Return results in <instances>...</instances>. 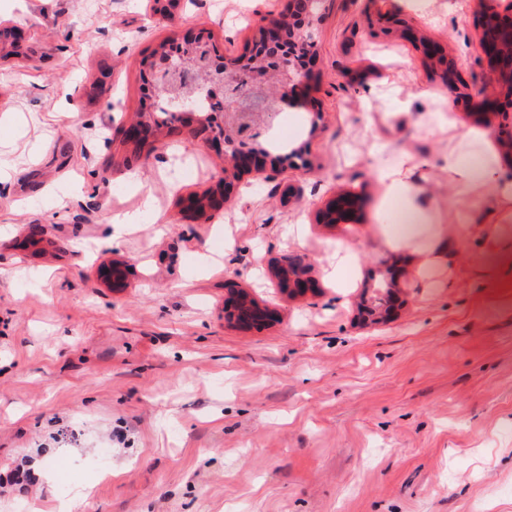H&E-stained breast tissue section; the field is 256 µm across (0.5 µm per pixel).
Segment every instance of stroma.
<instances>
[{
  "label": "stroma",
  "mask_w": 512,
  "mask_h": 512,
  "mask_svg": "<svg viewBox=\"0 0 512 512\" xmlns=\"http://www.w3.org/2000/svg\"><path fill=\"white\" fill-rule=\"evenodd\" d=\"M329 0L311 99L276 113L253 147L295 155L281 174L245 175L213 218L180 198L217 182L222 157L183 132L158 139L124 177L112 138L143 98L142 60L205 32L226 62L288 0H0L24 31L0 60V512L48 507L60 482L89 487L75 512H512V221L491 190L460 196L448 125L497 140L512 112L482 110L480 14L494 0ZM405 165L448 227L456 273L422 287L408 252L376 234L380 173ZM47 195L37 196L42 184ZM363 199L355 222L325 224L334 195ZM153 209L119 246L115 214ZM221 266L199 265L200 255ZM313 288L281 294L284 259ZM353 262L339 286L330 270ZM128 268L115 291L104 276ZM391 267L405 286L391 320L358 302ZM235 280L276 321L224 320ZM109 448L106 466L98 449ZM49 456L62 468L42 474Z\"/></svg>",
  "instance_id": "stroma-1"
}]
</instances>
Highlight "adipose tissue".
<instances>
[{
  "label": "adipose tissue",
  "instance_id": "adipose-tissue-1",
  "mask_svg": "<svg viewBox=\"0 0 512 512\" xmlns=\"http://www.w3.org/2000/svg\"><path fill=\"white\" fill-rule=\"evenodd\" d=\"M448 167L460 193L478 185L489 186L502 209L512 208V179L502 175L494 153L483 160L449 154ZM385 204L379 207V234L386 251L416 255L421 282L427 288L444 287L454 277L448 255V227L436 223L432 210L422 206L420 191L402 169L383 171Z\"/></svg>",
  "mask_w": 512,
  "mask_h": 512
}]
</instances>
